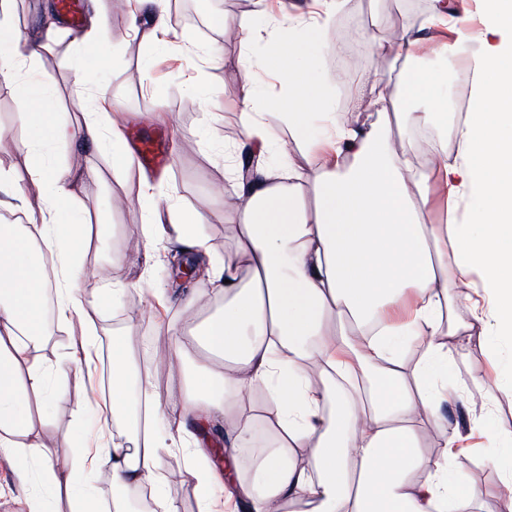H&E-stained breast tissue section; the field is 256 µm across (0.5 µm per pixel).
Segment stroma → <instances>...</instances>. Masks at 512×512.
I'll return each mask as SVG.
<instances>
[{"label": "stroma", "mask_w": 512, "mask_h": 512, "mask_svg": "<svg viewBox=\"0 0 512 512\" xmlns=\"http://www.w3.org/2000/svg\"><path fill=\"white\" fill-rule=\"evenodd\" d=\"M305 0H219L218 11L231 27L248 24L260 35L250 45L240 40H226L224 31L211 25L201 27L185 23L183 17L172 22L174 34L189 33L203 47L215 44L223 49L221 62L199 66L187 59L163 57L154 66H147V46L140 38L129 36L131 17L128 6L111 7L110 0H82L84 13L100 11L106 17L110 41L97 45L93 58V77L117 96L123 109L119 116L122 126L141 122L152 126L168 139L171 167L162 175H153L158 186L157 201L173 198L187 208L202 210L206 221L199 228L212 252L221 256L233 250L234 229L228 221L226 197L232 194V184L224 167V155L237 147L243 137L240 126V87L243 81L242 56L258 61L266 57L270 44H287L294 33V22L286 12L289 5H303ZM423 0L421 8L408 7L406 0H346L329 30L334 44L341 50L331 57L328 86L336 104H343L351 86L364 85L368 96L360 115L366 124L378 123L380 116L371 100L380 95L403 99L400 85L411 66L434 72L441 86L448 92V109L459 107L458 93L471 84L466 68L449 65L447 57L435 52L420 54L414 65L390 58L380 60L377 69L348 72L346 28H355L359 35V49L371 54L373 37L378 25L395 27L402 19L420 21L430 7ZM82 60L79 47L70 35L58 34L51 47L42 55L39 77L49 86L52 97L50 111L67 114L76 119L68 95V85L75 66ZM216 90L212 103L191 93L194 83ZM22 102L11 86L0 83V165L26 175L32 164L27 147L28 132L18 121ZM41 161L53 168L79 165L85 175L75 186V192L89 211L94 222L92 242L77 237L69 238L71 249L77 253L78 286L86 299V307L97 327V346H111L113 338L122 343L135 357L138 369L149 372L156 391L167 404L160 416L161 432L175 430L178 418L175 405L179 388L184 383L177 362L176 351L181 342L177 336H159L154 292H171L173 288L169 260L157 263L145 283H138V270L123 246L130 234H142L145 212L137 203L138 172L114 168L111 148H74L52 145L44 150ZM126 283L120 295H112L113 283ZM80 324L52 327L40 350L41 357L51 365H61L60 374L52 375L48 385L58 396L49 409L50 422L45 426L41 442L50 451L67 447L78 418H85L88 439H95L99 426H107L117 438H125L129 427L122 420H102L96 415L99 395H92L84 404H77L74 392L82 374L72 360L79 351ZM484 374L493 379L512 377V344L496 343L491 352L481 351L477 345L455 347L448 363V395L452 402L445 411L449 425L468 429L470 414L482 403L494 404L491 420L483 433L474 435L468 449L467 463L452 460L448 463V478L476 487L481 497L475 512H507L505 505L512 491L505 488L492 465L481 462L482 446L498 425H512V402L496 388L472 385L471 377ZM163 471L167 479V493L180 512H198L194 484L187 477L184 454L177 449L162 453ZM39 464L21 466L0 449V512H27L25 499L35 490V483H20V471L36 475Z\"/></svg>", "instance_id": "35a3bbf8"}]
</instances>
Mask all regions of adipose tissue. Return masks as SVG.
<instances>
[{
	"label": "adipose tissue",
	"mask_w": 512,
	"mask_h": 512,
	"mask_svg": "<svg viewBox=\"0 0 512 512\" xmlns=\"http://www.w3.org/2000/svg\"><path fill=\"white\" fill-rule=\"evenodd\" d=\"M315 22L303 23L289 44L259 61L277 71L282 91L273 97L305 159L306 170L289 167L281 176L262 164L242 175L229 163L236 189L228 211L234 250L208 271L210 285L189 291V303L223 296L222 312L197 330L207 362L191 367L180 396L183 422L224 424V468L204 451L185 449V472L193 480L199 512H217L214 488L237 500L242 512H448L450 502L475 504L480 492L448 481V458L462 434L440 426L448 401L452 343L488 350L512 340V0H478L479 14L449 18L447 0H432L421 25L406 22L401 36L383 29L375 38L380 57L414 58L429 31H445L441 53L479 47L467 56L473 79L468 110L452 121L444 105L422 112L390 113L379 99L380 123L366 125L357 113L338 118L326 86V56L335 46L329 25L343 0H318ZM132 14L151 25L143 40L150 51L166 44L170 0H128ZM480 30H473L472 20ZM46 48L21 34L0 0V79L16 85L25 102L19 122L29 145L68 144L74 138L102 146L132 167L106 86L89 88L85 67L75 69L72 90L90 101L78 126L47 109L50 96L35 72ZM262 86L245 79L240 123L255 154L273 140L251 109ZM439 128L438 161L420 170L411 163L414 130ZM39 203H30L13 170L0 166V206L19 211L21 224H0V447L23 461H38L43 490L65 493L69 512H125L128 493L148 491L153 512H177L166 491L162 445L154 422L162 413L157 392L130 391L141 384L130 351L112 343V417L132 415L130 439L90 446L74 437L63 461L48 458L40 434L54 398L45 389L48 367L38 352L48 334L47 313L61 323L80 320L85 299L74 283V256L58 222L88 226L73 191L79 173L68 167L34 165ZM312 195H305V188ZM448 208L443 224L422 216L435 192ZM470 208L459 214L460 198ZM150 238L163 237L207 252L197 232L205 215L169 206L159 212L149 192ZM479 272L487 296L478 308L461 291ZM415 342L420 358L412 370L400 361L401 341ZM319 367L314 380L309 367ZM265 385L269 397L255 403L249 392ZM265 448L241 476L238 460L256 428ZM437 428L442 451L429 458L420 449L423 428ZM108 471L113 499L95 484ZM42 490V492H43ZM42 492L31 493L28 512H50Z\"/></svg>",
	"instance_id": "1"
}]
</instances>
